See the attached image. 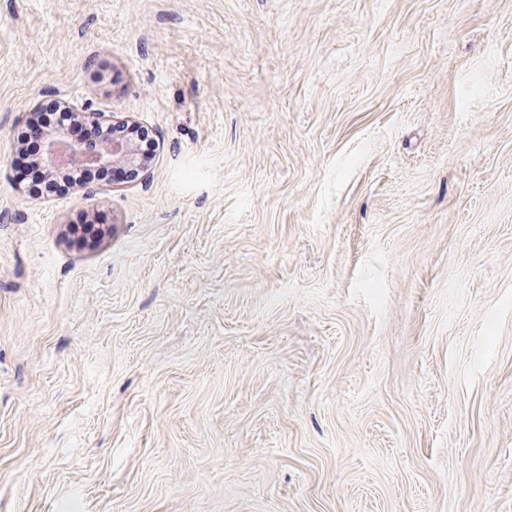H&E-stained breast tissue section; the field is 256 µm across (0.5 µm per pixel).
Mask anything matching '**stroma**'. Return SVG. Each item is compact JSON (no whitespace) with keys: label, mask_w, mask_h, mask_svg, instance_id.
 I'll return each instance as SVG.
<instances>
[{"label":"stroma","mask_w":512,"mask_h":512,"mask_svg":"<svg viewBox=\"0 0 512 512\" xmlns=\"http://www.w3.org/2000/svg\"><path fill=\"white\" fill-rule=\"evenodd\" d=\"M0 512H512V0H0ZM76 115L79 120L86 122L77 121L71 112L64 110L54 101H47L30 118L27 127L29 132H22L17 137L18 146L15 149L13 162L23 175L24 182L29 184L33 192L66 194L75 185L96 180L112 182L113 179H126L134 172L128 168L112 170V168L75 167L49 174L70 165L110 167L135 164L140 171L148 169L152 161L142 157L132 135L113 138L124 135L125 128L113 127L111 124L87 123L100 121L106 117L105 113L80 112ZM52 130H65L72 136L96 147L71 138L63 131H54L44 135V148L40 156L42 137L39 132ZM39 157L43 168L37 164ZM82 220L85 223L72 224L71 232L83 244L96 241L109 230V226L104 225V218L100 215H95L92 220L84 216Z\"/></svg>","instance_id":"stroma-1"}]
</instances>
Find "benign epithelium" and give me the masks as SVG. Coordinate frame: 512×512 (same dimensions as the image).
<instances>
[{"mask_svg": "<svg viewBox=\"0 0 512 512\" xmlns=\"http://www.w3.org/2000/svg\"><path fill=\"white\" fill-rule=\"evenodd\" d=\"M40 163L49 173L57 172L70 165L110 167L115 165H137L146 170L151 160L142 157L134 137L114 138L112 142L100 146H90L70 137L62 131L44 135L43 152ZM108 231L104 224H74L71 232L79 242L91 243Z\"/></svg>", "mask_w": 512, "mask_h": 512, "instance_id": "obj_1", "label": "benign epithelium"}]
</instances>
